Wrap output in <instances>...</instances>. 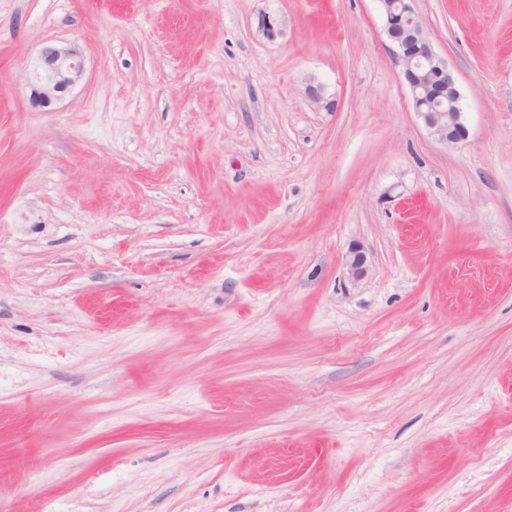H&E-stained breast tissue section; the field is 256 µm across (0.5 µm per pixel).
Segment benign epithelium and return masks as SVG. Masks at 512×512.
<instances>
[{"mask_svg":"<svg viewBox=\"0 0 512 512\" xmlns=\"http://www.w3.org/2000/svg\"><path fill=\"white\" fill-rule=\"evenodd\" d=\"M410 2L381 0L385 33L396 62L402 66L416 115L436 140L458 145L466 141L469 131L461 111L456 75L436 52ZM82 73L83 63L71 50L45 49L27 73L30 105L50 107L71 90ZM347 266L353 277H361L366 271L362 252H349Z\"/></svg>","mask_w":512,"mask_h":512,"instance_id":"obj_1","label":"benign epithelium"}]
</instances>
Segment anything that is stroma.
Masks as SVG:
<instances>
[{
    "label": "stroma",
    "mask_w": 512,
    "mask_h": 512,
    "mask_svg": "<svg viewBox=\"0 0 512 512\" xmlns=\"http://www.w3.org/2000/svg\"><path fill=\"white\" fill-rule=\"evenodd\" d=\"M411 5L462 144L380 0H0V512H512V0ZM385 33L402 66L416 115L429 134L447 145L466 141L469 131L460 106L454 71L435 50L411 0H381ZM83 63L70 49L47 48L27 73L29 103L34 108H49L80 80Z\"/></svg>",
    "instance_id": "obj_1"
}]
</instances>
